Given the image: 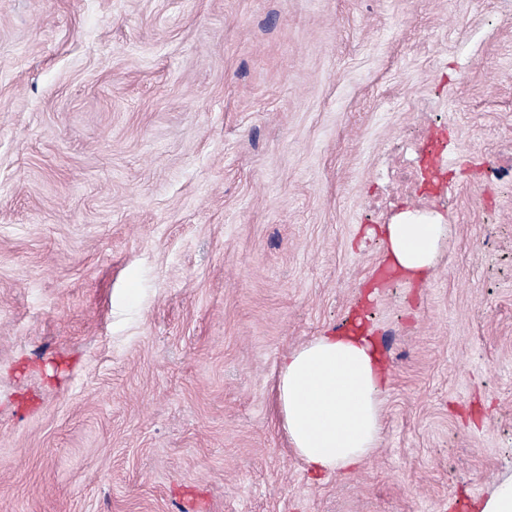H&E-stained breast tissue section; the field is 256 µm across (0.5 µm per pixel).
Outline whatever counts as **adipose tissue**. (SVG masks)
<instances>
[{"label": "adipose tissue", "instance_id": "ef3b65f1", "mask_svg": "<svg viewBox=\"0 0 512 512\" xmlns=\"http://www.w3.org/2000/svg\"><path fill=\"white\" fill-rule=\"evenodd\" d=\"M445 230L437 217L402 212L383 228L392 268L423 276ZM390 376L389 362L360 326L316 337L280 358L276 399L282 427L312 474H348L377 447Z\"/></svg>", "mask_w": 512, "mask_h": 512}]
</instances>
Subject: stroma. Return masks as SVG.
<instances>
[{
    "mask_svg": "<svg viewBox=\"0 0 512 512\" xmlns=\"http://www.w3.org/2000/svg\"><path fill=\"white\" fill-rule=\"evenodd\" d=\"M407 210L448 231L379 282ZM357 322L380 443L317 481L278 361ZM494 472L512 0H0V512H473Z\"/></svg>",
    "mask_w": 512,
    "mask_h": 512,
    "instance_id": "obj_1",
    "label": "stroma"
}]
</instances>
